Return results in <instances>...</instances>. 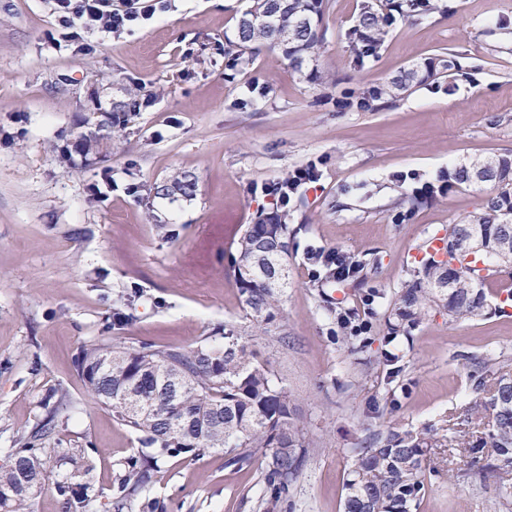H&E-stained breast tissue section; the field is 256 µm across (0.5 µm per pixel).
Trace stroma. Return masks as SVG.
<instances>
[{
    "label": "stroma",
    "instance_id": "35a3bbf8",
    "mask_svg": "<svg viewBox=\"0 0 512 512\" xmlns=\"http://www.w3.org/2000/svg\"><path fill=\"white\" fill-rule=\"evenodd\" d=\"M251 0H169L157 17L116 33H78L61 48L49 0H0V467L14 439L49 414L53 440L95 447L103 509L135 433L89 397L79 375L82 346L150 343L174 349L222 344L224 328L244 336L293 399L308 443L298 480L279 501L266 492L268 460L240 465L224 452L160 462L146 500L167 512H343L354 449L393 428H455L476 436L470 358L512 361V307L454 322L435 307L392 343L383 313L412 277L431 238L480 212L490 188L458 186L395 224L411 187L400 172L432 178L476 158L512 154V0H445L448 11L397 21L379 58L351 70L340 34L360 0H329L331 37L315 61L329 83L314 85L279 51L261 54L227 78L224 39ZM480 59L476 81L451 91L416 86L380 112H339L333 77L376 87L440 52ZM138 88L149 106L114 125L106 156L62 149ZM248 100L246 109L236 101ZM322 160L320 178L300 191L289 222L288 286L276 318L247 317L230 272L246 225L272 212L261 187ZM177 171L192 173L193 195H158ZM175 229L167 239L162 225ZM356 257L360 273L328 281L311 270L308 247ZM135 292L127 320L112 323V300ZM379 292L371 329L353 336L337 314ZM398 353L395 364L384 350ZM466 448H436L431 481L412 512H489L494 481L449 484Z\"/></svg>",
    "mask_w": 512,
    "mask_h": 512
}]
</instances>
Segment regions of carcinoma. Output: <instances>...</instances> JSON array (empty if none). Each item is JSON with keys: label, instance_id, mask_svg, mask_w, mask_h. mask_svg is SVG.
I'll use <instances>...</instances> for the list:
<instances>
[{"label": "carcinoma", "instance_id": "cac0c4a2", "mask_svg": "<svg viewBox=\"0 0 512 512\" xmlns=\"http://www.w3.org/2000/svg\"><path fill=\"white\" fill-rule=\"evenodd\" d=\"M326 8L327 0H253L238 19L234 38L226 39L228 69L247 67L268 48L279 49L288 65L297 69L316 59L329 38L323 23ZM439 11V0H360L356 23L344 33L350 67L361 70L379 57L396 18L416 22ZM464 75L455 54L443 52L378 87L342 92L336 97V107L378 112L393 106L414 85ZM477 169L483 170V182L499 186V191L486 196L481 212L449 225L441 253L429 254L416 279L396 296V322L389 323L393 332L399 331L403 321L416 323L435 306L448 310V317L455 321L483 315L484 289L472 288L470 279L477 276L486 283L498 272L490 269L482 274L474 262L455 255V243L470 225L481 224L489 259L512 256V154L476 159L440 174L436 185L470 184ZM195 188V177L180 172L156 186V192L191 195ZM274 201V215L246 226L232 265L243 305L259 327L274 320L283 289L288 287L289 204L277 197ZM473 366L478 373L475 390L484 394L481 407L489 412L492 430L488 438L468 444L479 455L472 457L467 468L457 469L456 478L487 480L502 467L512 466V372L500 371L488 386L481 374L487 361L475 359ZM78 370L95 403L138 435V456L126 462L117 482L119 503L152 483L161 457L222 450L229 463L243 464L260 450L269 458L267 490L275 501L288 492L301 472L307 445L291 396L231 329L224 330L220 347L173 350L143 344L125 349L93 343L81 350ZM172 378L181 380L177 394L157 388L158 382ZM55 427L50 418L14 441L9 464L0 469V512H34L35 496L28 485H46L51 460L71 466L55 482L65 512H90L98 498L92 457L85 448L49 446ZM444 442H448L447 435L430 431L393 429L376 436L353 457L344 512H411L426 490L429 449ZM496 503L500 510L512 508V483H497Z\"/></svg>", "mask_w": 512, "mask_h": 512}]
</instances>
